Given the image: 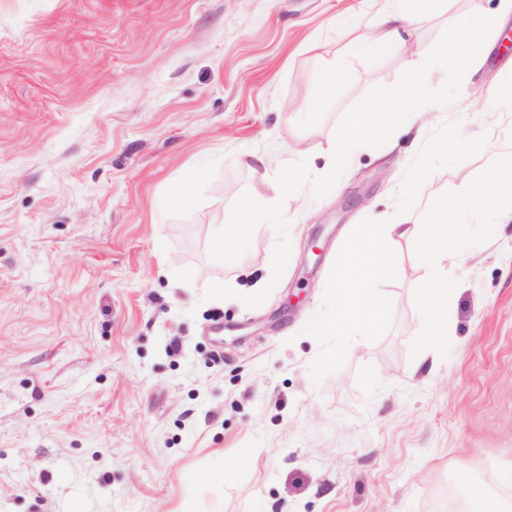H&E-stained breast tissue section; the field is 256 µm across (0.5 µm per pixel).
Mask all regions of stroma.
<instances>
[{
    "label": "stroma",
    "mask_w": 512,
    "mask_h": 512,
    "mask_svg": "<svg viewBox=\"0 0 512 512\" xmlns=\"http://www.w3.org/2000/svg\"><path fill=\"white\" fill-rule=\"evenodd\" d=\"M385 3L0 0V512H441L451 488L512 492V223L448 265L447 357L410 356L425 269L406 239L382 337L316 383L303 331L360 221L420 223L512 150V97L486 105L512 83V14L450 106L285 205L291 255L263 304L204 297L271 276L267 223L235 265L209 257L242 193L275 197L290 162L320 176L355 103L498 6L433 0L402 48L374 39ZM456 135L476 148L443 152ZM192 170L196 203L176 207ZM200 178V173L195 172L176 182L169 191V200L175 206H187L194 198L193 187Z\"/></svg>",
    "instance_id": "obj_1"
}]
</instances>
